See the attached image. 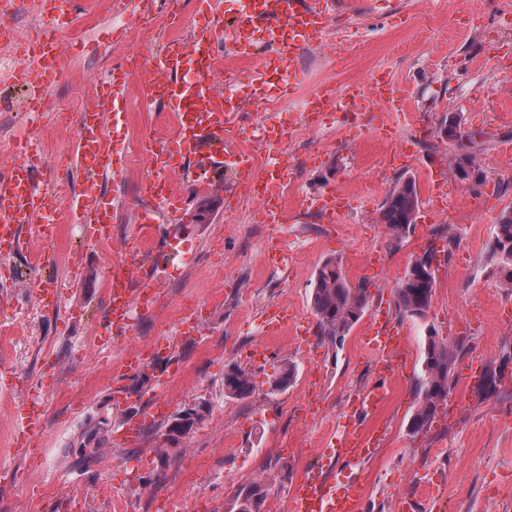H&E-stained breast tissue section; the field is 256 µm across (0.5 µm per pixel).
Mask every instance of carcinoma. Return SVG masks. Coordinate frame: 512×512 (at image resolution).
<instances>
[{
    "mask_svg": "<svg viewBox=\"0 0 512 512\" xmlns=\"http://www.w3.org/2000/svg\"><path fill=\"white\" fill-rule=\"evenodd\" d=\"M449 139L458 142L459 152L451 158V165L463 171L472 170L477 175L476 185L484 183V171L480 164V132L466 133L461 130V117L452 115L446 128ZM419 193L411 178L399 179L380 208L381 223L387 225L394 246L404 240L416 224ZM490 257L497 262L502 281L512 288V209L501 212L494 225V244ZM433 260L432 252H423L407 268L394 291L396 308L403 316L423 318L430 309L435 293V278L424 279L415 273L421 260ZM366 281L352 284L344 274L341 260L328 258L317 269L312 289V310L318 321L319 335L330 340L342 339L364 313L370 294ZM460 346L436 336L432 332L425 337L424 358L421 374L417 379L415 396L417 404L409 419L408 432L416 437L428 431L438 410L448 399L450 379L455 371ZM296 367L284 362L277 370L273 388L286 389L294 381ZM255 390L253 377L240 366H231L224 371V393L227 396L245 399ZM209 413L204 403L197 404L185 413L175 427H166L163 445L177 447L182 436L194 432ZM99 429L92 428L82 435L81 448L89 449L73 462V466L84 468L102 455L101 443L97 442ZM266 491L260 481L242 488L234 499V508L239 512H263Z\"/></svg>",
    "mask_w": 512,
    "mask_h": 512,
    "instance_id": "cac0c4a2",
    "label": "carcinoma"
}]
</instances>
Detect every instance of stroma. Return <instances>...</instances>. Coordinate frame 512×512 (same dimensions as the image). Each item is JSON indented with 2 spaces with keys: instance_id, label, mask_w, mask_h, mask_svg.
<instances>
[{
  "instance_id": "1",
  "label": "stroma",
  "mask_w": 512,
  "mask_h": 512,
  "mask_svg": "<svg viewBox=\"0 0 512 512\" xmlns=\"http://www.w3.org/2000/svg\"><path fill=\"white\" fill-rule=\"evenodd\" d=\"M502 8L503 0H354L352 10L330 20V33L350 37L346 55L300 49L302 78L278 98L277 121L301 116L309 86L341 87L381 71L409 95L414 112L407 121L384 108L358 117L335 113L286 141L282 264L269 262L257 205L227 174L201 180L196 188L174 181L176 194L207 199L212 213L204 224L190 223L184 214L156 213L153 249L160 262L144 264L143 270L161 282L165 304L135 314L132 340L148 352L158 339L174 334L184 310L202 309L206 331L202 338L177 341L180 369L164 394L172 412L200 401L210 412L181 450L165 459L158 453L164 421L148 423L137 444L115 439L122 413L146 408L154 373L120 372L124 344L102 348L96 334L106 314L105 262L130 241L134 216L144 204L141 187L149 165L141 141L159 123L156 112L131 106L123 126L110 131L121 173L106 180L103 190L123 202L112 218L111 241L94 242L78 226H63L52 246L60 309L42 308L33 295L0 285V468L16 473L0 485V512H56L59 499L74 489L95 499L94 512H114L111 502L99 497L105 487L125 503V512H155L161 493L171 496L180 512H230L238 490L257 479L265 482V512H289L299 471L341 434L349 394L371 380V361L360 345L364 322L339 345L317 334L310 302L317 268L326 258H339L354 283L367 275L365 256L379 252L385 275L372 282L369 302L391 307L408 264L443 235L455 236L458 245L451 255H436V288L426 317L396 319L415 362L406 379L393 386L385 407L392 430L366 466L365 512H397L401 497L419 493L424 477L436 486L428 512H512V325L499 319L500 309L512 304V288L504 286L490 258L497 218L512 207V159L500 154L502 143H512V123L499 119L512 107V24L504 23ZM179 9L175 30L186 36L199 19L190 0H179ZM137 10V0L119 7L112 0H90L76 29L60 35L70 49L50 95L69 120L50 122L38 135L53 183L65 184L68 191L78 188L66 168L75 149L76 119L95 101L97 78L123 56L142 53L144 38H151L157 51L175 31L167 10L147 19ZM454 114L461 116L463 128L486 134L482 186L458 180L449 166L455 145L443 127ZM381 123L396 127L395 139L377 136ZM353 126L361 130L355 139L345 135ZM430 169L440 170L447 181L443 204L429 222L416 224L399 246H391L379 220L384 199L402 177L413 178L419 193H426ZM329 186L350 198L348 214L333 225L305 205L306 197ZM232 201L238 216L229 224L225 211ZM279 305L291 314L288 335L277 339L272 361L253 368L247 353L265 338L260 315ZM430 330L462 342L463 354L480 347L488 364L503 366L504 377L497 394L487 399L453 380L448 398L457 409L442 427L412 437L406 425ZM303 336L314 347L305 358L295 347ZM285 361L295 364L296 380L287 390H272ZM234 364L250 370L255 383L253 395L244 400L224 394V370ZM314 377L322 380V414L304 422L297 408ZM75 384L86 394L77 407L64 397ZM35 386L47 401L44 430L35 442L41 455L16 459L9 452L12 402ZM101 421L106 424L103 459L75 468L83 432ZM287 437L297 441L298 451L282 450Z\"/></svg>"
}]
</instances>
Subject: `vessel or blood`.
<instances>
[{
  "label": "vessel or blood",
  "mask_w": 512,
  "mask_h": 512,
  "mask_svg": "<svg viewBox=\"0 0 512 512\" xmlns=\"http://www.w3.org/2000/svg\"><path fill=\"white\" fill-rule=\"evenodd\" d=\"M86 0H42L45 14L67 24L81 16ZM344 0H243L238 15L225 18L223 0H195V13L201 23L189 36L169 37L156 58L163 80L146 84L139 95L140 106L166 109V134L147 135L144 151L151 173L142 185L145 196L156 208L171 214L182 212L187 197L172 194L168 181L172 176L194 181L196 174L228 167L239 189L253 191L261 200L266 223L280 225L286 211L274 185L282 179L285 158L282 146L286 129L277 123L260 128L267 166L264 178L255 174L251 153L239 148L234 127L242 119L243 100L259 103L279 89L282 77L299 69L297 52L301 47L324 44L333 12L345 9ZM250 61L244 91H218L220 49ZM60 42L49 36L32 59L29 70L39 91L59 81L62 72L58 57ZM128 63L113 67L100 82L97 102L81 113L76 126V149L72 168L82 174L81 190L67 206H58L49 189L35 184L33 168L17 160L0 167V254L13 255L30 249L22 238L24 224L42 223L58 230L63 218L83 224L89 237L103 242L109 239L112 216L119 203L105 196L102 182L119 174L112 143L105 132L106 121L120 123L127 116L131 101L128 92ZM383 104L397 112L410 111L406 96L387 80L368 85L357 82L336 88L319 84L307 94L305 118L323 117L332 112L349 114L370 112ZM328 221H335L348 209L345 194L333 188L323 190L309 200ZM151 213H140L133 228L134 246L124 250L118 260L121 272L107 276V314L99 325L104 340L126 339L133 331V312L152 306L159 291L157 279L133 284L131 274L148 256L153 240ZM364 344L371 352L375 380L347 404L348 419L343 432L327 448L324 461L301 472L290 495V512H364L368 482L364 465L372 459L389 433L382 417L390 387L396 377L406 373L411 356L400 328L378 311L369 322ZM174 343L163 338L153 349L152 364L158 381H167L174 368ZM169 410L165 395L155 394L144 413L125 419L115 437L133 443L145 420L162 417ZM45 410L39 392H31L15 408V428L10 451L21 458L35 441L44 424Z\"/></svg>",
  "instance_id": "b4317fda"
}]
</instances>
